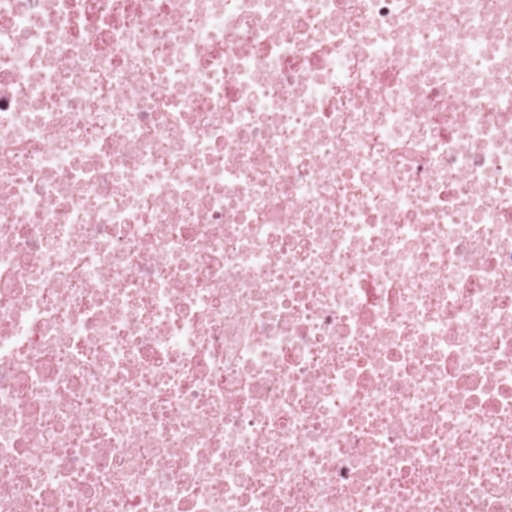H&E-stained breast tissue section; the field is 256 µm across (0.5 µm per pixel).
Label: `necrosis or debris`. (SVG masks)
<instances>
[{
    "instance_id": "necrosis-or-debris-1",
    "label": "necrosis or debris",
    "mask_w": 512,
    "mask_h": 512,
    "mask_svg": "<svg viewBox=\"0 0 512 512\" xmlns=\"http://www.w3.org/2000/svg\"><path fill=\"white\" fill-rule=\"evenodd\" d=\"M0 512H512V0H0Z\"/></svg>"
}]
</instances>
